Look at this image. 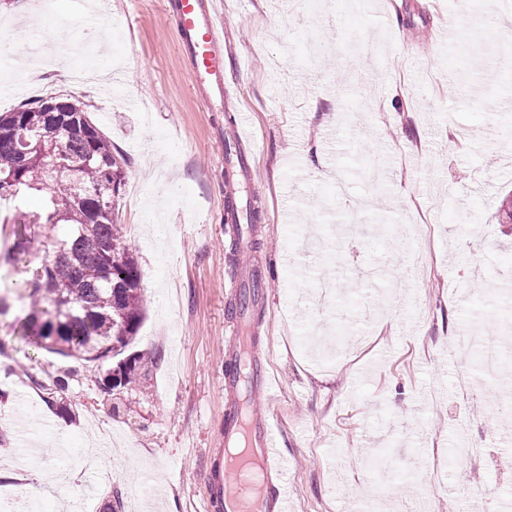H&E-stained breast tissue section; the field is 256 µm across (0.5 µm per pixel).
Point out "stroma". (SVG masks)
Listing matches in <instances>:
<instances>
[{
  "instance_id": "35a3bbf8",
  "label": "stroma",
  "mask_w": 512,
  "mask_h": 512,
  "mask_svg": "<svg viewBox=\"0 0 512 512\" xmlns=\"http://www.w3.org/2000/svg\"><path fill=\"white\" fill-rule=\"evenodd\" d=\"M218 0L228 96L204 105L173 0H0V112L84 103L125 180L115 206L142 273L130 350L140 381L104 394L108 363L8 339L0 356V512H224V353L243 269L261 279L257 353L279 379L273 412L296 512H503L512 505V0ZM68 74L28 75L49 45ZM251 114L259 211L232 253L224 142ZM348 180L364 231L326 254L306 233L341 225ZM0 284L29 279L42 246ZM426 264L412 268L415 251ZM507 362L498 394L454 381L485 345ZM67 375L65 389L52 379ZM38 383H31V376ZM471 444L474 464L449 460ZM383 457L386 482L349 456Z\"/></svg>"
}]
</instances>
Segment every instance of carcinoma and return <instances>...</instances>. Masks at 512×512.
Instances as JSON below:
<instances>
[{
	"label": "carcinoma",
	"mask_w": 512,
	"mask_h": 512,
	"mask_svg": "<svg viewBox=\"0 0 512 512\" xmlns=\"http://www.w3.org/2000/svg\"><path fill=\"white\" fill-rule=\"evenodd\" d=\"M64 111H48L49 102ZM42 140L48 154L18 157L22 139ZM111 141L90 121L85 105L52 97L0 113V208L15 211L14 249L28 251L43 237L48 258L26 282L28 306L10 325L45 350L87 362L124 352L142 323L146 303L141 272L115 219L114 198L124 184ZM42 210L26 212L31 194ZM127 357L101 389L112 393L135 374Z\"/></svg>",
	"instance_id": "carcinoma-1"
}]
</instances>
